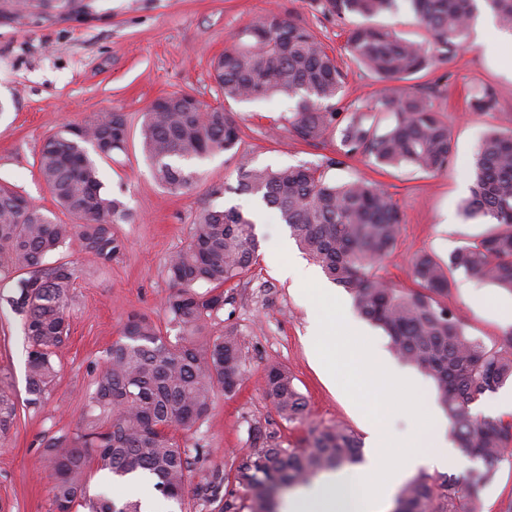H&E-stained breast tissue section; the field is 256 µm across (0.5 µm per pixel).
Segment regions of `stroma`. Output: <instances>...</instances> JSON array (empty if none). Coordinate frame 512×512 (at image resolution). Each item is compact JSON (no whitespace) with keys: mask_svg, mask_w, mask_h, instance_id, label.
Returning a JSON list of instances; mask_svg holds the SVG:
<instances>
[{"mask_svg":"<svg viewBox=\"0 0 512 512\" xmlns=\"http://www.w3.org/2000/svg\"><path fill=\"white\" fill-rule=\"evenodd\" d=\"M86 14L72 18L23 17L0 21V183H6L62 223L70 215L58 207L38 170L43 140L68 123L81 124L117 111L128 123L124 151L101 158L98 169L106 192L133 213L130 224L115 225L122 250L105 263L77 246L61 248L74 261L78 277L69 307L70 335L60 351V372L42 406L27 405V342L21 322L0 302V377H7L19 403L20 420L0 438V512H52L53 478L42 457V438L74 430L90 390L93 370L119 338L126 316L137 311L170 334L163 299L170 290L166 264L184 249L195 217L204 207L236 208L255 223L258 258L239 287L227 289L213 333L237 331L246 373L235 393L216 392L208 421L195 439L201 450L192 459L183 504L152 493L156 512H207L200 504L205 489L234 495L250 505L249 494L234 480L248 446L250 426L274 430L284 444L305 446L311 431L338 422L361 442L369 433L353 402L335 385L314 355L308 328L317 314L301 283L285 278L270 254L288 227L278 213L257 199L236 192L238 160L228 153L189 160L198 173L184 193L160 187L141 147L144 112L155 99L182 92L233 112L241 129V150L253 165L279 168L320 162L339 154L330 135L307 145L284 126L296 102L278 95L254 102L224 100L211 77V64L236 35L275 10L308 27L333 51L346 78L340 107L349 113L392 89L352 57L347 37L359 19H338L321 12L316 0H88ZM512 39L489 14H481L465 46L413 79L447 121L453 158L437 174L403 165L377 166L363 155L327 170L329 181L375 183L392 197L401 214L396 248L382 274L399 288L413 285V254L440 259L479 239L489 226L464 208L471 195L469 166L490 126L512 128V60L487 51L488 43ZM493 87L497 107L478 116L468 109L470 96ZM512 300V294L464 270L453 271L441 304L460 313L468 335L485 344L499 342L504 325L496 310L480 307L477 293ZM278 365L293 376L307 402L301 423L282 420L265 395L262 379Z\"/></svg>","mask_w":512,"mask_h":512,"instance_id":"stroma-1","label":"stroma"}]
</instances>
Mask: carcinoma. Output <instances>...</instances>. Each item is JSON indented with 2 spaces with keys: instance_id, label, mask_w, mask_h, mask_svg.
Here are the masks:
<instances>
[{
  "instance_id": "obj_1",
  "label": "carcinoma",
  "mask_w": 512,
  "mask_h": 512,
  "mask_svg": "<svg viewBox=\"0 0 512 512\" xmlns=\"http://www.w3.org/2000/svg\"><path fill=\"white\" fill-rule=\"evenodd\" d=\"M399 0H319L322 11L339 19L359 16L348 46L360 66L382 81L408 80L456 54L477 15L486 10L496 26L512 31V0H407L425 28L423 42L399 37L373 19L395 10ZM83 0H0V18L39 13L59 17L86 12ZM213 79L226 99L250 101L284 94L297 99L286 119L294 136L308 144L340 128L344 157H371L384 167L411 165L426 174L448 166L453 144L448 124L429 97L408 87L377 97L350 116L337 111L344 74L336 59L309 29L277 11L254 21L237 44L213 62ZM489 87L469 107L482 115L495 109ZM156 182L178 192L196 172L182 161L214 153L239 155L237 186L275 209L298 246L326 277L348 292L359 314L384 330L394 353L436 386L448 414V434L468 456L482 462L460 480L451 475H418L399 490L394 512H480V494L490 484L512 444V423L471 412V405L512 380V328L500 343L486 345L467 334L463 317L442 306L449 275L469 272L512 293V129H492L475 157V181L465 212L487 218L492 228L479 242L458 247L442 261L420 252L410 261L414 289L394 287L379 275L395 248L401 216L379 185L325 178L342 160L272 169L257 167L239 153L234 116L187 93L154 101L140 131ZM123 113L109 112L84 124H67L46 137L39 172L57 204L73 218L62 224L17 191L0 185V295L21 316L28 339L27 403L38 405L56 380L58 350L68 339L67 308L75 279L69 262H46L75 243L109 262L123 242L112 225L133 220L103 183L88 147L110 154L125 149ZM254 223L235 208H203L187 247L167 262L170 292L164 307L175 339L161 334L148 316L131 312L92 377L79 423L72 432L43 443V458L54 475V512H142L141 501L121 505L91 497L94 472L113 477L142 474L173 501L183 498L191 451L186 440L207 420L215 391L235 392L245 372L239 334L208 332L224 310V287L235 285L257 259ZM263 390L288 422L306 417L303 396L289 373L272 365ZM17 420V403L0 379V434ZM250 446L236 467L235 481L251 495L252 512H273L283 487L361 460V445L342 424L316 430L302 448H286L277 433L254 425ZM212 512H240L237 499L203 494Z\"/></svg>"
}]
</instances>
